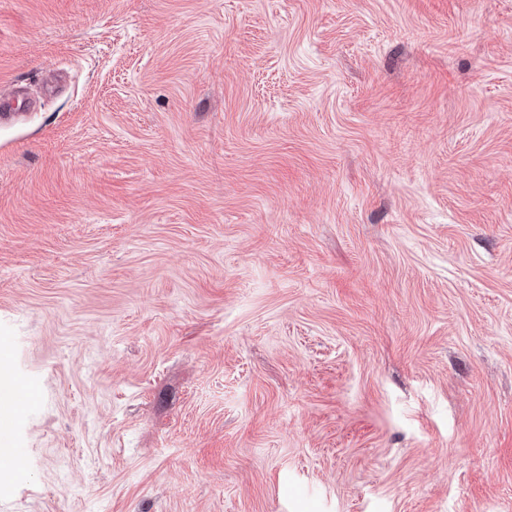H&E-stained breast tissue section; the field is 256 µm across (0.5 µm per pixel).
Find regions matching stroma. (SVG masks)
<instances>
[{
	"label": "stroma",
	"instance_id": "1",
	"mask_svg": "<svg viewBox=\"0 0 512 512\" xmlns=\"http://www.w3.org/2000/svg\"><path fill=\"white\" fill-rule=\"evenodd\" d=\"M0 512H512V0H0ZM32 405L31 393L19 384L11 394L0 399V435L6 433L14 418Z\"/></svg>",
	"mask_w": 512,
	"mask_h": 512
}]
</instances>
